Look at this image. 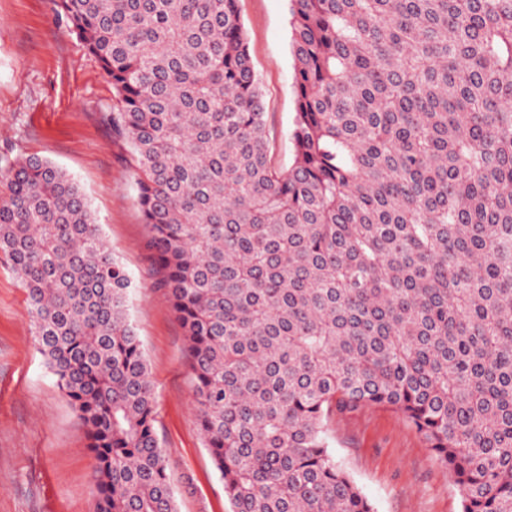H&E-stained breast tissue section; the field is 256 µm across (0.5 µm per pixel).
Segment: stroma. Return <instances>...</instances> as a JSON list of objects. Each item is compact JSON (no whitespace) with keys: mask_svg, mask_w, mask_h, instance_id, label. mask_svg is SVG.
<instances>
[{"mask_svg":"<svg viewBox=\"0 0 512 512\" xmlns=\"http://www.w3.org/2000/svg\"><path fill=\"white\" fill-rule=\"evenodd\" d=\"M264 94L271 163L292 162L296 112L289 0H238ZM112 85L51 0H0V167L36 155L75 179L131 275L129 318L156 389L155 427L178 512H230L191 406L183 331L156 285L135 205V161L102 119ZM332 452L376 512H461L449 472L398 414L365 407L328 422ZM83 429L37 352L26 293L0 255V512H90Z\"/></svg>","mask_w":512,"mask_h":512,"instance_id":"1","label":"stroma"}]
</instances>
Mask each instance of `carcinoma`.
<instances>
[{"label":"carcinoma","instance_id":"cac0c4a2","mask_svg":"<svg viewBox=\"0 0 512 512\" xmlns=\"http://www.w3.org/2000/svg\"><path fill=\"white\" fill-rule=\"evenodd\" d=\"M112 83L232 512H376L335 413L385 407L461 512H512V0H290L293 161L238 0H53ZM0 253L93 458V512H177L133 283L79 185L0 170Z\"/></svg>","mask_w":512,"mask_h":512}]
</instances>
